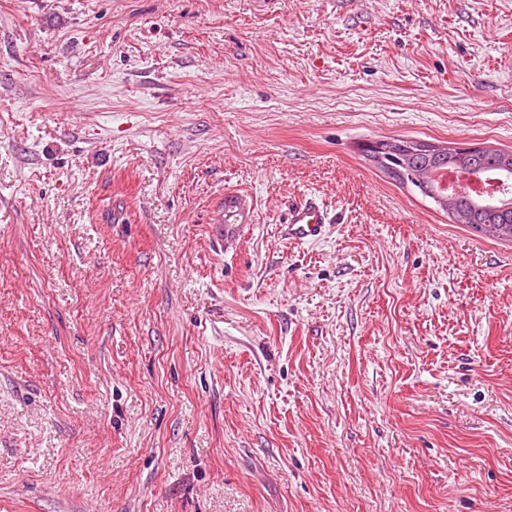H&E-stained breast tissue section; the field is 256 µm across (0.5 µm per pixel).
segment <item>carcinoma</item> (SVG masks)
<instances>
[{"label": "carcinoma", "mask_w": 512, "mask_h": 512, "mask_svg": "<svg viewBox=\"0 0 512 512\" xmlns=\"http://www.w3.org/2000/svg\"><path fill=\"white\" fill-rule=\"evenodd\" d=\"M365 152L378 169L399 184L416 188L426 197L432 192L446 199L451 220L480 235L512 241V192L481 196L461 188L450 193L438 181V174L450 169L512 185V150L482 149L458 155L441 145L434 152L407 156L389 153L378 157L375 145L371 144Z\"/></svg>", "instance_id": "1"}]
</instances>
